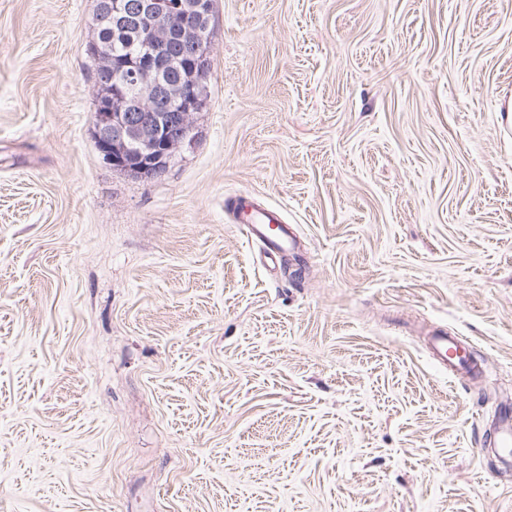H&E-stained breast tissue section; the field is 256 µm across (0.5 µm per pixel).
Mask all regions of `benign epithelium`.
<instances>
[{"mask_svg":"<svg viewBox=\"0 0 512 512\" xmlns=\"http://www.w3.org/2000/svg\"><path fill=\"white\" fill-rule=\"evenodd\" d=\"M99 12L124 29L149 22L146 43L113 71L105 111L95 113L93 137L103 160L137 177L164 174L187 140L193 115L202 108L198 87L210 65V0H98ZM180 56L166 51L169 40ZM185 57L194 79L171 84L163 74Z\"/></svg>","mask_w":512,"mask_h":512,"instance_id":"obj_1","label":"benign epithelium"}]
</instances>
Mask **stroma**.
Masks as SVG:
<instances>
[{
	"mask_svg": "<svg viewBox=\"0 0 512 512\" xmlns=\"http://www.w3.org/2000/svg\"><path fill=\"white\" fill-rule=\"evenodd\" d=\"M95 10L0 0V512H512V0H215L154 180L92 138ZM232 209L237 222L243 224L248 241L261 243L269 260L277 261L286 255L289 248H294L288 224H282L275 212L255 208L252 201L244 196L233 202ZM433 349L437 355V361L440 367L448 370H457L458 368L465 370L470 374H477L480 372V367L471 359H461L458 365L448 361V336H436L433 340Z\"/></svg>",
	"mask_w": 512,
	"mask_h": 512,
	"instance_id": "obj_1",
	"label": "stroma"
}]
</instances>
